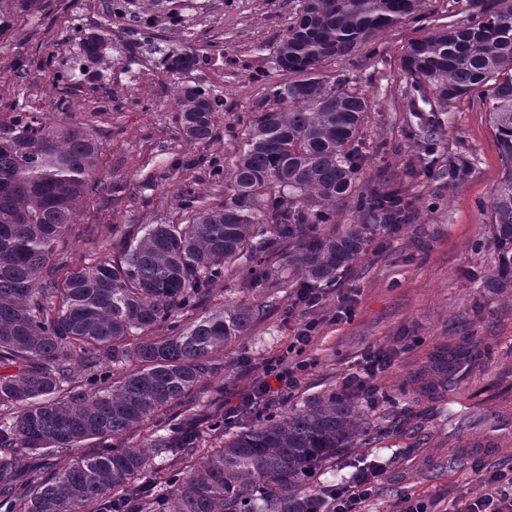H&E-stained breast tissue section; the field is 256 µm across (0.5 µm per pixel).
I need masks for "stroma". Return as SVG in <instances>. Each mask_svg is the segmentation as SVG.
<instances>
[{
	"label": "stroma",
	"mask_w": 512,
	"mask_h": 512,
	"mask_svg": "<svg viewBox=\"0 0 512 512\" xmlns=\"http://www.w3.org/2000/svg\"><path fill=\"white\" fill-rule=\"evenodd\" d=\"M47 8L25 17L10 38L0 42V112L25 105L59 115L69 100L76 117L92 115L89 128L102 144V170L108 182L122 184L119 195L90 196L83 203L58 255L62 271L87 263V238L107 225L141 229L183 219V192L209 194L212 166L240 148L241 131L268 103L273 85L286 81L274 64L275 49L286 33L297 0H130L122 15L108 16L103 0H47ZM177 11L179 24L167 15ZM475 7L469 0H421L417 12L388 29L348 58L325 61L323 75H345L373 103L366 128L369 140H385V150L370 154L360 182L381 176L403 183L415 205L411 223L379 229L371 246L336 284L322 288L320 306L302 313L294 288L274 296L240 289L237 276H225L210 290L209 306L246 302L266 311L252 332L218 355V371L203 382L172 416H191L201 447L217 446L211 425L223 419L232 436L251 416L225 418L223 403L239 399L264 367L290 349L303 318L317 320L315 336L302 353L307 369L297 385L270 401L273 413L301 399L342 389L362 371L368 355L382 352L391 363L374 380L368 411L382 426L372 443L350 448L313 473V485L350 480L367 463L384 474L365 512H399L407 497H419L429 512H460L476 479L486 470L512 471V444H486L492 418L512 423V401H491L485 418L457 428L447 414H428L415 404L409 381L438 348L484 340L489 350L479 372L460 367L456 386L478 389L499 381L512 385V296L486 291L481 283L494 264L489 225L491 199L503 172L489 117L479 102L466 99L430 106L441 120L433 168L409 173L421 155L425 135L408 111L413 90L402 58L409 41L448 23H464ZM155 18L145 32L140 16ZM89 31L107 35L106 59L88 65L75 38L77 19ZM192 45L209 59L200 70L181 75L200 83L224 102L219 139L212 145L185 142L174 120V88L154 72L151 45ZM53 55L54 67L41 59ZM25 62L16 73V62ZM72 72L70 85L54 81L55 69ZM462 158L469 171L462 181L444 173L449 160Z\"/></svg>",
	"instance_id": "1"
}]
</instances>
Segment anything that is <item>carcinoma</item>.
Returning a JSON list of instances; mask_svg holds the SVG:
<instances>
[{"label": "carcinoma", "mask_w": 512, "mask_h": 512, "mask_svg": "<svg viewBox=\"0 0 512 512\" xmlns=\"http://www.w3.org/2000/svg\"><path fill=\"white\" fill-rule=\"evenodd\" d=\"M275 64L290 79L272 87V104L242 133L233 164L213 168V197L186 193L179 224H150L134 238L121 224L91 242L90 262L59 276L82 201L110 190L100 172L101 144L62 109L61 116L14 109L0 118V408L16 412L0 426V509L4 512H325L312 470L381 427L359 395L332 389L306 397L281 415L256 421L217 448H201L185 417L162 428L150 445L160 455H198L199 465L170 492L131 486L146 470L143 447L121 438L187 398L215 370L214 357L248 336L261 305L224 304L182 323L224 272L242 271V287L269 291L282 276L303 288L328 285L368 250L379 226L406 224L389 205L405 199L398 183L356 181L365 158V122L372 104L344 79L319 73L328 59L348 57L378 33L414 14L418 0H299ZM44 0H0V38ZM84 57L99 63L108 38L79 32ZM169 77L199 70L204 56L188 46L154 48ZM404 68L418 99L427 91L451 101L478 99L488 112L504 173L492 200L495 266L482 287L512 288V9L481 6L465 24L411 42ZM223 103L200 84L176 88L175 122L188 143L217 135ZM356 198L358 224L336 223V205ZM122 252L110 253L114 238ZM163 325L168 335L137 338ZM485 353L467 344L432 357L436 381L416 380L421 398L456 403L481 395L508 399L512 389L462 394L453 376L473 370ZM134 368L113 377L115 366ZM84 375L75 382L76 370ZM90 439H112L74 455ZM51 461L52 472L19 491L11 481L21 452ZM124 487L126 495L114 490Z\"/></svg>", "instance_id": "carcinoma-1"}]
</instances>
